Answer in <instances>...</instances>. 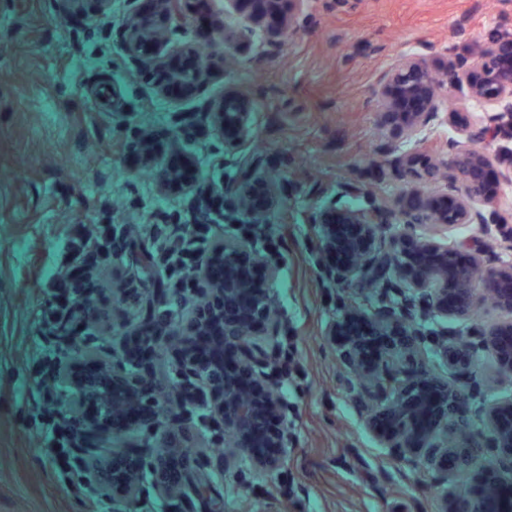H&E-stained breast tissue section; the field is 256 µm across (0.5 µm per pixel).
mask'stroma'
Returning a JSON list of instances; mask_svg holds the SVG:
<instances>
[{"label": "stroma", "mask_w": 512, "mask_h": 512, "mask_svg": "<svg viewBox=\"0 0 512 512\" xmlns=\"http://www.w3.org/2000/svg\"><path fill=\"white\" fill-rule=\"evenodd\" d=\"M128 10L114 0L111 18H69L66 0H0V512H113L110 500L67 492L46 461L43 408L56 400L28 374L45 351L47 290L62 265L58 251L71 225L124 227L126 248L103 256L100 293L88 304L87 342L111 354L121 324L145 309L183 318L186 302L157 298L151 279L125 273L166 233L177 240L194 190L159 192L158 166L135 164L127 144L170 131L171 148L195 155L202 187L232 190L241 167L217 137L177 129L184 112L202 113L225 88L249 89L257 123L251 152L283 188L260 246L280 267L268 285L295 352L280 348L275 380L290 408L293 442L277 476L239 458L214 463L218 441L183 415V431L210 483L199 512H438L441 490L421 467L384 448L346 391L329 332L344 288L325 287L313 264L311 209L359 181L394 205L405 182L382 176L398 154V134L372 98L381 71L403 53L437 63L464 53L496 26L512 25V0H320L308 25L276 48L245 58L235 37L200 39L193 21L169 28L171 46H187L210 78L184 98L158 95L142 66L121 50ZM127 287L113 299L111 287ZM462 383L461 410L512 395V379L485 351Z\"/></svg>", "instance_id": "35a3bbf8"}]
</instances>
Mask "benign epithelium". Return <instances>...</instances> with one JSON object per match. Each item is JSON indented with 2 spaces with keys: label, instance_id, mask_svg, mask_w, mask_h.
<instances>
[{
  "label": "benign epithelium",
  "instance_id": "benign-epithelium-1",
  "mask_svg": "<svg viewBox=\"0 0 512 512\" xmlns=\"http://www.w3.org/2000/svg\"><path fill=\"white\" fill-rule=\"evenodd\" d=\"M186 0H153V9L143 10L142 0H128L130 19L125 23L123 49L126 56L151 64L177 55L167 48L166 30L184 21ZM230 13L249 23V35L241 43L255 50L251 35L261 43L277 47L285 35L299 30V21L312 16L314 0H225ZM208 73L200 62L172 71L158 89L169 94V86L185 89L203 84ZM457 92L460 109L448 111V90ZM373 97L386 121L399 131L400 152L389 165L390 175L427 184L422 192L413 187L399 203L389 206L373 200L354 207L347 198L365 195L362 185L351 182L319 207L312 209L308 222L315 225V258L323 279L348 287V298L330 336L337 358L350 371L348 391L378 441L402 459L422 464L442 487L439 512H487L488 502L496 501L497 512H512V427L502 424V416L512 414V397L473 410L484 426L477 436L464 437L460 391L453 381L470 373L477 350L489 351L502 371L512 376V261L499 260V266L482 279L486 239L502 225L512 222V205L490 196L487 189L491 160L476 143L498 144L496 172L498 183L512 188V30L493 29L484 40L474 41L468 54L448 57L438 65L421 54H402L378 77ZM449 122L456 137L448 140L449 165L457 181L448 182L441 173V160H427L420 146L439 117ZM254 99L244 89H226L224 97L209 104L201 130L224 141V150L249 148L254 137ZM279 184L255 159L242 168L232 197L224 199L215 186L196 196L190 209V224H267L280 204ZM392 224L403 231L389 234ZM462 224L483 225V236L460 238L453 231ZM460 252L469 256L461 267L454 265ZM224 266V278L212 276V268ZM263 269L271 281L279 265L263 254L256 236L238 232L214 239L209 248L189 268L199 303L179 322L175 331L162 329L148 338L154 346L168 351L199 400L206 403L209 420L231 434L224 443V470L234 467L236 456L246 454L255 468L271 477L278 474L292 444L288 404L273 389L272 377L280 348L282 321L273 309L267 289H255L249 300L243 290L251 287V270ZM374 289L378 306L372 312L359 307L361 294ZM75 299L66 309L55 312L51 329L66 331L74 322L93 326L86 317L79 291L70 288ZM215 296L224 299V310L208 306ZM491 303L507 318L489 326L466 327L463 336H448L444 321L454 317L468 322L484 305ZM224 321V343L232 345L239 367L249 384L239 382L237 373L221 371L199 363L201 352L217 357L219 344L202 346L199 337L208 335L211 322ZM353 321L370 326L387 338L386 346L374 358L364 355L367 337L354 333ZM134 328L126 327L117 337L112 357L97 354L85 337H68L58 373L68 375L77 362L92 363L96 375L59 402L61 416L78 427V433L95 430L100 421L88 419V401L102 402L112 381L124 383L122 405L136 412L151 397L154 369L136 368L125 350V340ZM478 337L474 344L468 337ZM441 351L448 377L441 378L420 370L419 352L426 344ZM276 415L281 421L267 449L260 450L252 440V430L263 415ZM183 451L181 437L169 439L161 451L140 459L139 469L120 468L122 448H87L83 462L96 479L100 494L112 497L113 512H132L143 491V474H153L154 492L170 497L181 512H194L186 493V480L171 481L165 462ZM491 452L498 463V486L481 484L461 499L455 488L469 462Z\"/></svg>",
  "mask_w": 512,
  "mask_h": 512
}]
</instances>
